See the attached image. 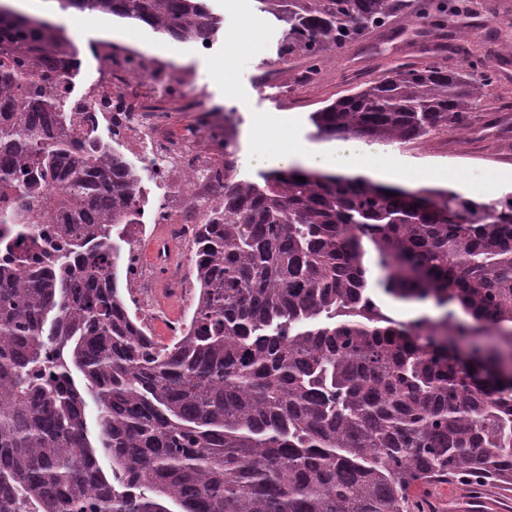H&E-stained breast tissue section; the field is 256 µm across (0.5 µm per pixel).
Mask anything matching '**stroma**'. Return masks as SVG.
I'll return each mask as SVG.
<instances>
[{"mask_svg":"<svg viewBox=\"0 0 512 512\" xmlns=\"http://www.w3.org/2000/svg\"><path fill=\"white\" fill-rule=\"evenodd\" d=\"M221 21L208 47L176 43L153 34L132 21L96 14L87 19L69 12L59 25L73 38L82 61L81 81L97 75L87 51L99 41L100 28H109V41L139 45L144 52H167L174 68L196 77L195 92L207 108L231 114L237 133V176L259 181L264 165L259 155H272L296 145L312 143L311 112L337 97L350 94L361 83L393 65H422L439 61L448 67L460 63L449 53L452 45L479 47L483 53L500 52L512 43V0H484L485 12L478 26L445 21L392 25L332 53L318 79H309L302 61L284 66L277 53L282 27L262 14L256 0H207ZM274 124H267V117ZM465 135L437 134L411 144H389L356 139L365 153L400 158L423 168L433 187L453 185L456 193L480 202H492L512 191V56L497 69L483 110L470 118ZM476 488L441 485L432 494H412L414 512H454L456 506L476 495Z\"/></svg>","mask_w":512,"mask_h":512,"instance_id":"obj_1","label":"stroma"}]
</instances>
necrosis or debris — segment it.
Here are the masks:
<instances>
[{"label":"necrosis or debris","instance_id":"necrosis-or-debris-1","mask_svg":"<svg viewBox=\"0 0 512 512\" xmlns=\"http://www.w3.org/2000/svg\"><path fill=\"white\" fill-rule=\"evenodd\" d=\"M92 52L101 76L85 94L71 96L79 116L70 134L83 139L90 114L122 126L112 150L141 173L134 190L135 221L168 227L161 247L133 263L138 303L164 323L167 312L156 302L159 284L179 291L187 281L185 265L170 259V246L187 243L189 228L202 223L204 204L220 196L214 175L234 154L224 146L223 120L201 111L190 95L191 73L173 72L158 57L133 48L115 54L108 42L95 44ZM184 112L199 118L182 121Z\"/></svg>","mask_w":512,"mask_h":512}]
</instances>
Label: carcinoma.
Listing matches in <instances>:
<instances>
[{"mask_svg":"<svg viewBox=\"0 0 512 512\" xmlns=\"http://www.w3.org/2000/svg\"><path fill=\"white\" fill-rule=\"evenodd\" d=\"M58 3L177 41L219 29L206 0ZM258 3L285 24L277 61L312 76L371 29L460 15ZM65 55L63 29L0 9V512H410L418 486L512 489V192L301 168L259 184L226 162L192 314L163 343L119 285L138 172L69 136ZM462 61L385 71L312 113L314 135L466 133L496 59ZM381 294L423 312L397 320Z\"/></svg>","mask_w":512,"mask_h":512,"instance_id":"carcinoma-1","label":"carcinoma"}]
</instances>
